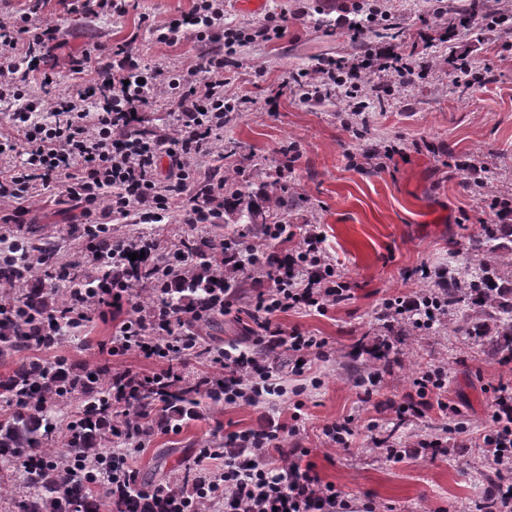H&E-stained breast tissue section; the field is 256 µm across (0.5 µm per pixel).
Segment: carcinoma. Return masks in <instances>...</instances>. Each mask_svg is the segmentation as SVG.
Listing matches in <instances>:
<instances>
[{
	"instance_id": "carcinoma-1",
	"label": "carcinoma",
	"mask_w": 512,
	"mask_h": 512,
	"mask_svg": "<svg viewBox=\"0 0 512 512\" xmlns=\"http://www.w3.org/2000/svg\"><path fill=\"white\" fill-rule=\"evenodd\" d=\"M274 195L266 201L274 206L259 208L252 202L251 193L239 186L224 191V214L236 224H250L260 229L264 224H282L288 210V187L273 183ZM499 228H489L474 245L478 268L466 280L465 293L457 292L461 275L453 266L448 267V305H464L456 330L469 336H483L486 323L469 314L471 309H481L497 326L498 335L504 339V348L512 349V291L500 286L501 280L498 240ZM224 244L218 235L206 246L197 247L188 241L181 256L168 260L169 273L177 275L183 266L205 270L215 267L217 248ZM51 254L50 243L39 239L25 242L23 256L18 261H0V286L19 287V292H6L0 299V357L10 358L32 347H41L51 337L33 339L24 333L22 324L39 325L49 313L58 309L60 300L49 301L48 289L60 288L56 283L43 285L35 282L24 287L35 269ZM59 277L68 281V288H105L112 284V267L106 265L100 276L92 282L84 277L83 268L67 260L58 267ZM211 284L200 280H183L180 288L171 295L170 304L181 306L208 297ZM112 375L100 370L78 368L60 359L48 369L36 359L22 358L3 377H0V395L12 408L11 414L0 420V458L25 450H41L54 430V415L61 412L71 400H80L78 415L72 418L67 429L70 435L63 440V447L73 457H85L112 445ZM210 403H222L215 390H201L190 384L173 387L149 385L137 391L133 408L137 409L154 399L162 398L181 418L195 416L202 398ZM21 483L29 494L19 501V512H140L142 501L138 487L127 489L121 500L112 499V493L99 492L97 477L79 472L70 477L69 490L62 491V472L43 460L32 463L23 472Z\"/></svg>"
}]
</instances>
